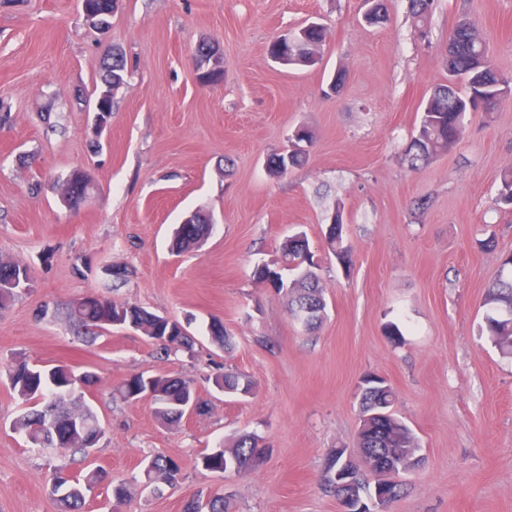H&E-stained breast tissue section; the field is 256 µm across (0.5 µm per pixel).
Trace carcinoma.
<instances>
[{"mask_svg":"<svg viewBox=\"0 0 512 512\" xmlns=\"http://www.w3.org/2000/svg\"><path fill=\"white\" fill-rule=\"evenodd\" d=\"M434 0H408V13L412 19L414 36L428 35V19ZM472 20L460 17L448 32V55L444 66L448 71V83L435 86L429 94L410 144L404 151L403 161L412 170L427 166L438 156L448 153L464 131V118L469 112L491 114L507 98L501 95L503 87L512 79L503 75L488 58V44L476 42L470 32ZM101 82L95 87L100 92L112 79L124 78L126 60L123 55L106 53L101 62ZM499 189L495 205L512 211V168L503 170L498 177ZM344 205L336 201L331 222L323 232L329 253L345 272L353 267V249L344 236ZM213 225L199 219L194 234L174 236L173 249L178 253L197 248L211 233ZM512 254L506 255L497 276L489 284L483 298L485 307L484 326L481 332L488 336L492 345L503 355L512 357V318L506 310L512 308ZM317 262L311 253L307 238L285 240L278 256L254 266L253 277L269 284L288 297L291 316L306 327L323 320L326 310ZM31 276L27 266L0 258V310L22 297L30 288ZM42 317L63 319L74 327L77 336L93 343L112 327L132 329L150 339L161 358L189 353L195 344L194 337L177 320L151 313L129 303L118 302L103 296H85L53 311L43 310ZM7 376L24 411L15 418L12 429L25 441L40 448H57L72 454L87 455V449L95 447L105 436L106 429L97 413L85 402L84 390L97 381L92 372L77 374L73 369L59 365L42 369L17 359L7 366ZM218 390L235 396H248L254 389L253 382L237 373L220 371L210 377ZM366 386H381L378 401L391 408L394 392L386 380L368 376ZM152 396L155 416L164 424L180 423L188 405L198 403L196 382L193 378L146 376L135 374L112 390L117 401L138 399L141 393ZM261 440L251 434L241 436L230 447L232 454L224 451L219 443L199 456V464L211 472H238L258 450ZM359 448H416L418 443L410 428L386 431L378 422L364 417L359 411L357 434ZM145 482L155 485H172L177 482L180 465L165 455L155 454L143 459ZM342 462V458L329 456L324 463L323 485L326 491L338 496L330 475ZM109 483L108 473L101 467L73 474L62 466L53 476V494L58 512H81L87 493Z\"/></svg>","mask_w":512,"mask_h":512,"instance_id":"cac0c4a2","label":"carcinoma"}]
</instances>
